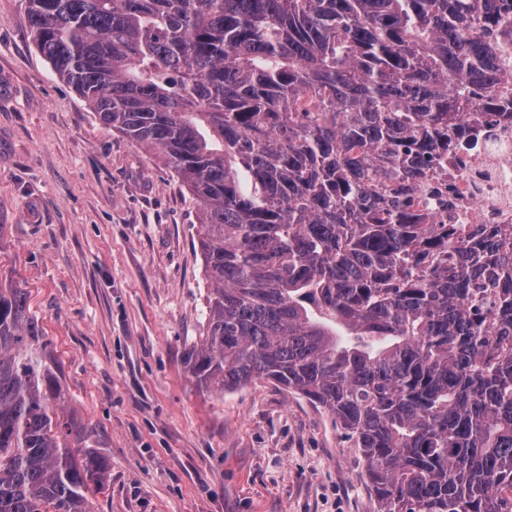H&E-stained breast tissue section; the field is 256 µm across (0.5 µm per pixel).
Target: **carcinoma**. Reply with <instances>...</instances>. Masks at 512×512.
Listing matches in <instances>:
<instances>
[{"label":"carcinoma","mask_w":512,"mask_h":512,"mask_svg":"<svg viewBox=\"0 0 512 512\" xmlns=\"http://www.w3.org/2000/svg\"><path fill=\"white\" fill-rule=\"evenodd\" d=\"M37 47L199 202L187 373L334 416L377 512H512V225L423 224L418 175L496 94L497 0H29ZM0 288V512H92L108 464Z\"/></svg>","instance_id":"1"}]
</instances>
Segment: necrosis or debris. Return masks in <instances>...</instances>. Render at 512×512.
<instances>
[{
  "mask_svg": "<svg viewBox=\"0 0 512 512\" xmlns=\"http://www.w3.org/2000/svg\"><path fill=\"white\" fill-rule=\"evenodd\" d=\"M412 199L432 224H512V113L464 121L448 146V170Z\"/></svg>",
  "mask_w": 512,
  "mask_h": 512,
  "instance_id": "necrosis-or-debris-1",
  "label": "necrosis or debris"
}]
</instances>
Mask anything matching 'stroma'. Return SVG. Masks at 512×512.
Returning <instances> with one entry per match:
<instances>
[{"label":"stroma","mask_w":512,"mask_h":512,"mask_svg":"<svg viewBox=\"0 0 512 512\" xmlns=\"http://www.w3.org/2000/svg\"><path fill=\"white\" fill-rule=\"evenodd\" d=\"M199 204L105 126L0 0V285L23 288L107 457L93 512H376L333 417L264 381L217 393L183 352L207 324Z\"/></svg>","instance_id":"35a3bbf8"}]
</instances>
